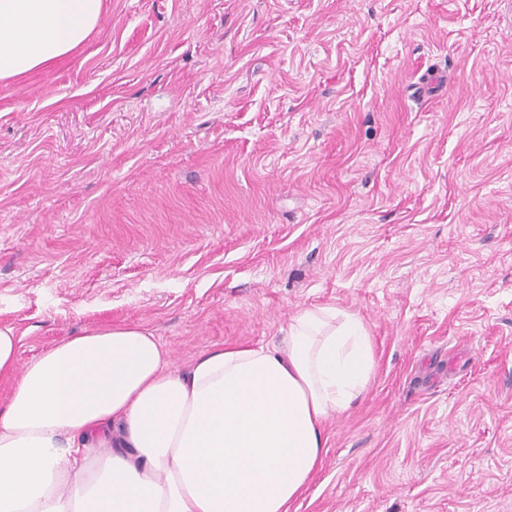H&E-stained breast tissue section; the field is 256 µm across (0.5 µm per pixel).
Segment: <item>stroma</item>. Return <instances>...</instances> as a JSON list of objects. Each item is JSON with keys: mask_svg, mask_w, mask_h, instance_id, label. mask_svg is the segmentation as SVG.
Masks as SVG:
<instances>
[{"mask_svg": "<svg viewBox=\"0 0 512 512\" xmlns=\"http://www.w3.org/2000/svg\"><path fill=\"white\" fill-rule=\"evenodd\" d=\"M356 314L297 512H512V0H104L0 81L20 363L138 325L188 367Z\"/></svg>", "mask_w": 512, "mask_h": 512, "instance_id": "obj_1", "label": "stroma"}]
</instances>
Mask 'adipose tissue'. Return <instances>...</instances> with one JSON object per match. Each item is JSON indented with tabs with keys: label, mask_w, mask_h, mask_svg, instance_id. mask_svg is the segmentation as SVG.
<instances>
[{
	"label": "adipose tissue",
	"mask_w": 512,
	"mask_h": 512,
	"mask_svg": "<svg viewBox=\"0 0 512 512\" xmlns=\"http://www.w3.org/2000/svg\"><path fill=\"white\" fill-rule=\"evenodd\" d=\"M103 0H0V80L74 53ZM0 327V512H290L325 422L374 371L372 338L331 307L282 347H220L174 367L137 326L84 330L18 362Z\"/></svg>",
	"instance_id": "1"
}]
</instances>
